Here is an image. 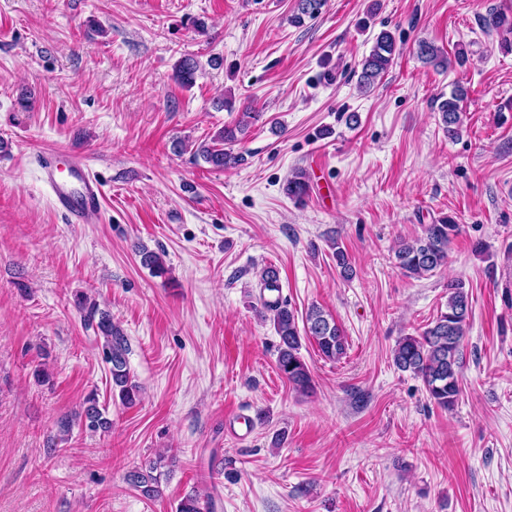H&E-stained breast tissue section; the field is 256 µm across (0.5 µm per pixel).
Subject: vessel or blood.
Segmentation results:
<instances>
[{"label":"vessel or blood","instance_id":"obj_1","mask_svg":"<svg viewBox=\"0 0 512 512\" xmlns=\"http://www.w3.org/2000/svg\"><path fill=\"white\" fill-rule=\"evenodd\" d=\"M41 171L54 206L67 214L71 223H86L99 210L103 184L91 172L83 155L49 152L44 157Z\"/></svg>","mask_w":512,"mask_h":512}]
</instances>
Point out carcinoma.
Here are the masks:
<instances>
[{
    "label": "carcinoma",
    "mask_w": 512,
    "mask_h": 512,
    "mask_svg": "<svg viewBox=\"0 0 512 512\" xmlns=\"http://www.w3.org/2000/svg\"><path fill=\"white\" fill-rule=\"evenodd\" d=\"M324 0H298L297 10L289 22L300 27L307 19H314L321 12ZM483 27L501 37V45L512 50V15L496 8L488 10L482 18ZM398 52L395 36L389 30L380 31L374 44L361 63L357 78L359 91L366 92L388 72ZM418 59L439 71L448 69L450 61L442 48L422 40L417 44ZM198 63L189 57L182 58L175 69V79L185 87L193 84ZM465 98L463 88L457 86L450 94L440 95L435 100V112L448 134V138L459 137L463 119L461 102ZM259 113L244 112L233 123L221 127L211 142L199 144L194 156H199L215 169H227L245 161L244 155L234 152L249 133ZM310 190V176L304 169L293 171L288 177L285 191L289 198L302 204ZM458 232V224L442 217L423 225L422 233L410 241L401 240L394 250L397 266L408 277L420 278L435 273L447 266L450 244ZM141 264L153 275L161 277L166 268L161 256L147 247H138ZM80 313L96 320L98 337L107 363L111 364L112 400L123 406H133L141 395V387L135 381L128 363L129 346L126 336L112 324V317L99 309L96 301L87 295L76 298ZM262 319H270L279 338L276 367L279 374L298 392L305 393L312 386L310 370L301 355L302 340H313L321 354L329 361H338L346 355L348 341L344 330L336 320L321 307L308 308L305 318L298 319L288 303L262 301L258 310ZM471 304L465 283L461 280L448 284V304L418 335L402 337L393 350V363L403 372H411L421 378L430 400L436 405L450 409L460 395V377L464 366L463 339L470 323ZM93 432H107L111 420L97 404L95 396L87 397L81 409L72 417L60 422L59 443L68 441L73 422ZM165 466L163 459L149 460L129 472L127 480L140 495L153 500L161 493L159 469Z\"/></svg>",
    "instance_id": "carcinoma-1"
}]
</instances>
